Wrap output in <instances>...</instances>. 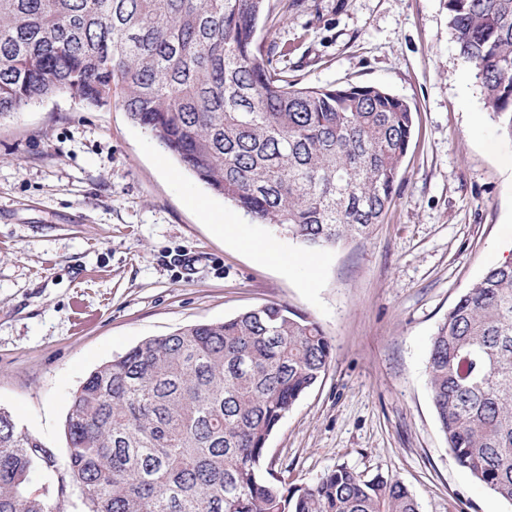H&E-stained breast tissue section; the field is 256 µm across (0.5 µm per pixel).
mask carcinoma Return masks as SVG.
I'll list each match as a JSON object with an SVG mask.
<instances>
[{"mask_svg":"<svg viewBox=\"0 0 512 512\" xmlns=\"http://www.w3.org/2000/svg\"><path fill=\"white\" fill-rule=\"evenodd\" d=\"M270 0H0V117L59 92L116 100L216 195L312 250L382 222L414 127L372 85L299 87L255 36ZM448 24L512 140V0H448ZM331 344L278 303L144 339L72 395L66 458L41 492L44 443L0 410V512H420L392 476L346 466L290 486L264 467ZM448 450L512 503V261L487 269L431 338Z\"/></svg>","mask_w":512,"mask_h":512,"instance_id":"obj_1","label":"carcinoma"}]
</instances>
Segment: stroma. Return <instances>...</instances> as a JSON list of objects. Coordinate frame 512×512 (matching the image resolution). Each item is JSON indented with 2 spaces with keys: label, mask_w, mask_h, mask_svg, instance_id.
Here are the masks:
<instances>
[{
  "label": "stroma",
  "mask_w": 512,
  "mask_h": 512,
  "mask_svg": "<svg viewBox=\"0 0 512 512\" xmlns=\"http://www.w3.org/2000/svg\"><path fill=\"white\" fill-rule=\"evenodd\" d=\"M260 30L300 86L377 85L415 131L392 203L364 240L318 252L317 273L265 263L209 224L223 212L291 256L179 166L115 104L68 92L0 120V408L64 456L73 392L140 341L276 302L333 347L266 462L290 485L343 465L402 481L420 512H512L448 451L428 384L449 307L512 258V142L484 107L448 27V0H271Z\"/></svg>",
  "instance_id": "1"
}]
</instances>
